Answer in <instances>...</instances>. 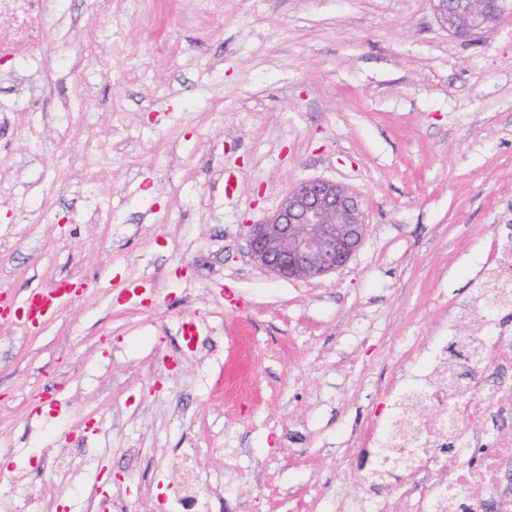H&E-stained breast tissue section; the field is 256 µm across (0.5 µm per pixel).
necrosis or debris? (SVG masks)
Returning <instances> with one entry per match:
<instances>
[{"instance_id": "4bbe7bcc", "label": "necrosis or debris", "mask_w": 512, "mask_h": 512, "mask_svg": "<svg viewBox=\"0 0 512 512\" xmlns=\"http://www.w3.org/2000/svg\"><path fill=\"white\" fill-rule=\"evenodd\" d=\"M0 15L15 20L0 29V56L35 52L44 0H0ZM472 308L486 314L484 326L430 337L370 432L379 460L364 482L379 487L403 472L402 512H512V325L497 318L512 309L511 238L496 243ZM446 457L452 466L433 478L429 462Z\"/></svg>"}]
</instances>
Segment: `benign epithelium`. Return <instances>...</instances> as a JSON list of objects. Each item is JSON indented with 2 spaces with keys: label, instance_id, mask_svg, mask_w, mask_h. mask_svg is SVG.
<instances>
[{
  "label": "benign epithelium",
  "instance_id": "7a95c632",
  "mask_svg": "<svg viewBox=\"0 0 512 512\" xmlns=\"http://www.w3.org/2000/svg\"><path fill=\"white\" fill-rule=\"evenodd\" d=\"M439 22L453 36L480 40L497 29L505 0H484L478 13L456 21L445 0H431ZM252 258L285 278L312 279L344 267L359 247L365 215L357 195L327 179H303L292 186L275 214L243 225Z\"/></svg>",
  "mask_w": 512,
  "mask_h": 512
}]
</instances>
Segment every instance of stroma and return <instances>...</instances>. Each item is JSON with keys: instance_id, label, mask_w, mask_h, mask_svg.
I'll list each match as a JSON object with an SVG mask.
<instances>
[{"instance_id": "1", "label": "stroma", "mask_w": 512, "mask_h": 512, "mask_svg": "<svg viewBox=\"0 0 512 512\" xmlns=\"http://www.w3.org/2000/svg\"><path fill=\"white\" fill-rule=\"evenodd\" d=\"M40 47L0 60V289L98 286L40 333L0 322V506L156 512L194 448L212 512H401L358 482L368 431L429 336L479 328L460 308L512 235V6L464 41L430 0H51ZM310 178L366 232L285 279L242 226Z\"/></svg>"}]
</instances>
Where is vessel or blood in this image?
<instances>
[{
    "instance_id": "b4317fda",
    "label": "vessel or blood",
    "mask_w": 512,
    "mask_h": 512,
    "mask_svg": "<svg viewBox=\"0 0 512 512\" xmlns=\"http://www.w3.org/2000/svg\"><path fill=\"white\" fill-rule=\"evenodd\" d=\"M88 280L60 277L45 288L16 296L0 292V318H8L25 331L43 328L69 303L84 296Z\"/></svg>"
}]
</instances>
